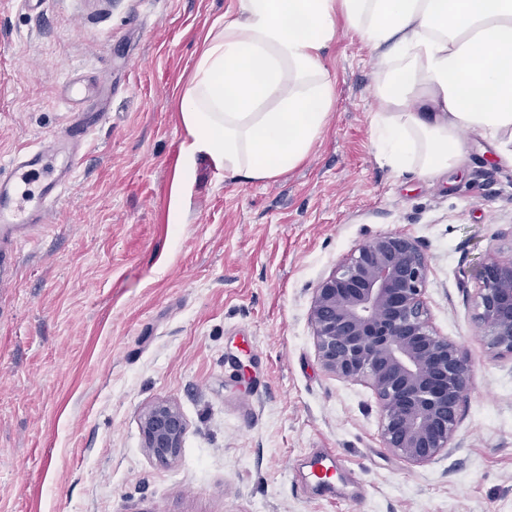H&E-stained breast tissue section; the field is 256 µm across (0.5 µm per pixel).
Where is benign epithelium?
<instances>
[{"instance_id":"1","label":"benign epithelium","mask_w":512,"mask_h":512,"mask_svg":"<svg viewBox=\"0 0 512 512\" xmlns=\"http://www.w3.org/2000/svg\"><path fill=\"white\" fill-rule=\"evenodd\" d=\"M429 264L417 242L399 232L375 234L341 258L314 289L308 318L323 369L374 391L384 447L415 465L448 450L471 364L461 347L437 334L424 294ZM475 297L480 335L512 355V258L493 259ZM144 448L175 457L185 424L167 401L140 417Z\"/></svg>"}]
</instances>
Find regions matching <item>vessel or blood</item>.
I'll return each mask as SVG.
<instances>
[{
    "instance_id": "1",
    "label": "vessel or blood",
    "mask_w": 512,
    "mask_h": 512,
    "mask_svg": "<svg viewBox=\"0 0 512 512\" xmlns=\"http://www.w3.org/2000/svg\"><path fill=\"white\" fill-rule=\"evenodd\" d=\"M91 130L77 122L0 170V285L14 275L19 246L45 227V216L78 165L76 147Z\"/></svg>"
}]
</instances>
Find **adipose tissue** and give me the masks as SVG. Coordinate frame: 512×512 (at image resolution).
Instances as JSON below:
<instances>
[{
    "mask_svg": "<svg viewBox=\"0 0 512 512\" xmlns=\"http://www.w3.org/2000/svg\"><path fill=\"white\" fill-rule=\"evenodd\" d=\"M339 15L379 52L372 136L395 173L434 179L464 161L463 134L512 135V0H239L180 99L177 196L200 154L250 182L306 160L334 104L323 59Z\"/></svg>",
    "mask_w": 512,
    "mask_h": 512,
    "instance_id": "obj_1",
    "label": "adipose tissue"
}]
</instances>
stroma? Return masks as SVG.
Here are the masks:
<instances>
[{"instance_id":"stroma-1","label":"stroma","mask_w":512,"mask_h":512,"mask_svg":"<svg viewBox=\"0 0 512 512\" xmlns=\"http://www.w3.org/2000/svg\"><path fill=\"white\" fill-rule=\"evenodd\" d=\"M238 0H0V164L102 113L48 225L0 288V512H512V355L475 321L478 271L512 258V141L468 136L435 181L395 174L371 137L377 54L336 17V100L299 167L246 182L196 158L173 223L179 101ZM429 263L434 329L471 361L447 453L384 448L376 398L321 366L308 310L371 235ZM158 401L175 458L142 446ZM342 465L299 494L307 456ZM144 448L159 460L174 458L182 446L185 424L179 408L161 401L147 407L140 417Z\"/></svg>"}]
</instances>
